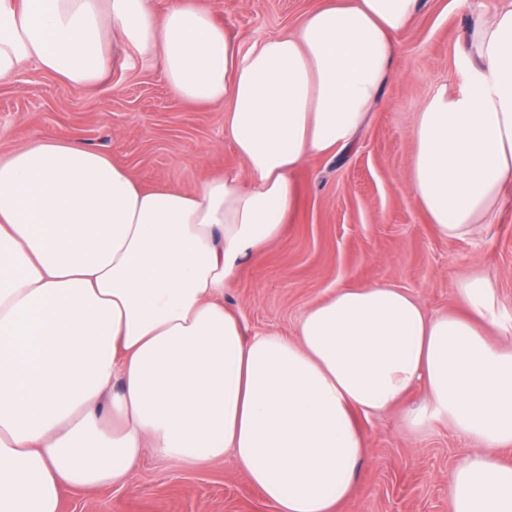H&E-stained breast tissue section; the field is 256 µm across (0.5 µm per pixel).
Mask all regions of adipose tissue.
Masks as SVG:
<instances>
[{
  "label": "adipose tissue",
  "instance_id": "1",
  "mask_svg": "<svg viewBox=\"0 0 512 512\" xmlns=\"http://www.w3.org/2000/svg\"><path fill=\"white\" fill-rule=\"evenodd\" d=\"M419 0H324L248 49L202 0H0V82L21 62L84 88L107 46L161 65L173 97L224 107L247 174L192 192L142 187L102 154L40 143L0 159V512H59L63 488L126 485L147 450L232 455L278 512H336L369 448L360 417L408 409L476 442L448 476L451 512H512V315L486 275L463 312L391 283L341 286L293 337L250 333L224 304L245 259L296 210L294 172L351 147ZM468 83L437 87L408 186L463 239L512 199V0L468 36ZM498 340H491L489 328Z\"/></svg>",
  "mask_w": 512,
  "mask_h": 512
}]
</instances>
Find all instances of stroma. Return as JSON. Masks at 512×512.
I'll list each match as a JSON object with an SVG mask.
<instances>
[{
	"label": "stroma",
	"instance_id": "stroma-1",
	"mask_svg": "<svg viewBox=\"0 0 512 512\" xmlns=\"http://www.w3.org/2000/svg\"><path fill=\"white\" fill-rule=\"evenodd\" d=\"M321 0H208L241 47L295 26ZM488 0H421L397 38V60L355 144L306 161L294 174L297 209L263 255L244 262L224 289L250 332L295 333L310 306L340 286L390 282L429 311H457L459 279L494 278L512 314V208L485 233L437 235L408 187L412 132L422 102L441 79L461 86L468 31ZM40 142L92 149L126 167L143 186L197 189L243 173L224 136V108L173 98L157 61L117 49L107 75L83 89L21 63L0 83V158ZM370 448L351 496L337 512H450L448 475L472 443L448 423L421 430L404 407L364 418ZM60 512H277L231 459L186 465L147 455L121 488H67Z\"/></svg>",
	"mask_w": 512,
	"mask_h": 512
}]
</instances>
